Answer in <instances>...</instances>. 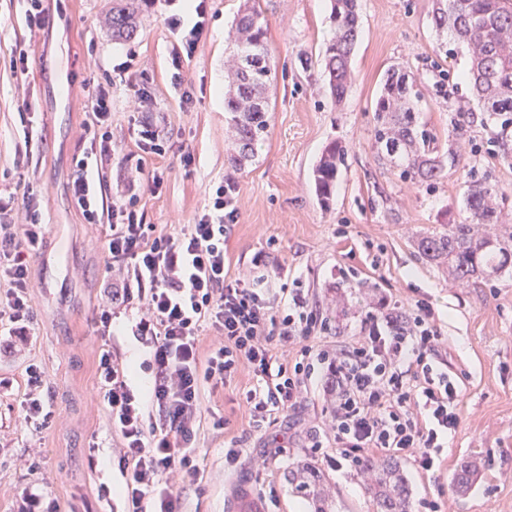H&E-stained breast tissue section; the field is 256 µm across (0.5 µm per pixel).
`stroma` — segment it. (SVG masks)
<instances>
[{
  "instance_id": "obj_1",
  "label": "stroma",
  "mask_w": 512,
  "mask_h": 512,
  "mask_svg": "<svg viewBox=\"0 0 512 512\" xmlns=\"http://www.w3.org/2000/svg\"><path fill=\"white\" fill-rule=\"evenodd\" d=\"M187 0H142L138 35L112 37V0H45L43 28L29 27L27 0H0V192L33 198L49 227L46 256L30 261V304L35 334L30 346L0 354V512H14L21 490L39 484L57 512H122L120 498L102 501L100 487L120 490V439L110 428L98 392L101 338L94 318L101 288L120 279L107 272L105 228L86 223L72 199L69 174L84 135L88 91L112 88V164L103 175L111 197L128 182H162L139 206L155 233H176L211 207L214 188L233 177L237 222L226 266L231 276L272 274L274 288H304L330 321L321 342L358 336L378 299L425 300L448 340L462 386L461 424L448 438L440 470L418 474L410 459L397 463L407 481L406 512H512V268L455 279L447 266L418 252L419 239L449 224L470 222L469 183L496 191L498 221L477 225L498 234L512 225V132L499 137L467 80L466 55L438 32L433 0H358L360 33L351 60V93L334 102L322 73L333 36L331 0H258L275 64L268 127L244 166L230 161L234 135L224 97L235 20L246 0H206L205 27ZM194 47H187V40ZM26 72L15 71L19 51ZM415 75L421 117L448 159L442 177L427 187L403 179L380 158L374 140V102L386 71ZM448 75V92L436 87ZM152 110L138 112L135 88ZM27 113L29 127L20 124ZM151 120L164 154L143 151L138 130ZM344 151L335 186L321 200L313 170L330 144ZM131 312L112 321L114 344L131 367L130 383L146 392L151 374L146 347L128 334ZM37 366L40 393L50 408L44 423L22 426L29 390L26 368ZM210 411L193 450L197 479L174 477L182 512H227L232 499L256 493L265 512H312L295 474L311 468L329 512H377L374 468L337 465L324 432L320 378L307 384L297 410L276 424L253 428L235 393L206 394ZM228 421L226 428L214 418ZM322 441L312 449V441ZM240 456L226 466L224 450ZM269 458L266 469L257 462ZM477 458L480 473L469 489L454 483L463 459Z\"/></svg>"
}]
</instances>
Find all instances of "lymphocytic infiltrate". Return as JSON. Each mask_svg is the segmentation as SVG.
<instances>
[{"label": "lymphocytic infiltrate", "instance_id": "1", "mask_svg": "<svg viewBox=\"0 0 512 512\" xmlns=\"http://www.w3.org/2000/svg\"><path fill=\"white\" fill-rule=\"evenodd\" d=\"M89 104L88 138L74 159L70 187L87 223L107 222L108 262L125 271L124 281L101 292L95 325L102 340L98 389L123 440L118 467L126 512H182L180 497L163 479L177 471L198 475L190 449L202 422L204 389L229 385L244 368L256 379L243 393L250 423L271 424L299 407L318 373L337 461L364 468L378 456H404L422 473L439 467L448 436L460 425L462 389L443 356L430 303L382 302L350 342L316 344L328 325L300 289L280 300L261 280L228 276L224 245L238 214L233 179L217 186L208 213L176 234L153 235L134 201L105 204L91 186L88 161L112 159L109 90L93 89ZM14 206V195H0V281L8 284L0 293V330L13 349L32 335L28 258L46 232L32 202L28 224H10ZM132 306L138 309L132 334L151 350L144 396L131 388L112 344L115 310ZM206 330L220 342L204 359L199 337Z\"/></svg>", "mask_w": 512, "mask_h": 512}]
</instances>
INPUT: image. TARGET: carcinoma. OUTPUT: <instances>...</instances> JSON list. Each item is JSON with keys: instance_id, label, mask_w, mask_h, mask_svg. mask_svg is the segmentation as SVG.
Instances as JSON below:
<instances>
[{"instance_id": "cac0c4a2", "label": "carcinoma", "mask_w": 512, "mask_h": 512, "mask_svg": "<svg viewBox=\"0 0 512 512\" xmlns=\"http://www.w3.org/2000/svg\"><path fill=\"white\" fill-rule=\"evenodd\" d=\"M137 0H117L112 7V34L130 40L137 31ZM434 19L470 55L468 77L473 94L489 118L501 119L500 134L512 125V0H435ZM335 36L325 52L324 74L332 96L340 101L350 92V56L357 40V0H333ZM239 33L233 53V72L224 111L234 136L242 145L235 161L254 156L267 129L272 64L266 49V28L261 12L253 7L237 21ZM417 80L393 67L388 70L376 102L377 153L401 170L403 177L433 185L445 166L436 137L420 121L415 108ZM341 149L333 145L314 170L319 195L328 199L336 181ZM493 189L482 180L470 182L466 204L470 224H450L418 242L419 252L430 261L446 262L458 279L494 275L512 265V232L496 237L481 235L476 224H494L496 211L488 203ZM407 485L396 465L381 467L372 493L380 512H405Z\"/></svg>"}]
</instances>
